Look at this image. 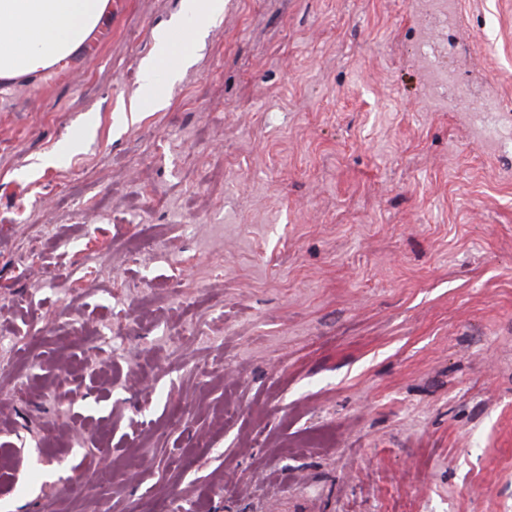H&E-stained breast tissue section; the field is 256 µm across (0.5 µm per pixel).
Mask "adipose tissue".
<instances>
[{
	"mask_svg": "<svg viewBox=\"0 0 512 512\" xmlns=\"http://www.w3.org/2000/svg\"><path fill=\"white\" fill-rule=\"evenodd\" d=\"M223 10L224 0H183L175 31L154 35L153 55L142 67L144 96L153 95V74L171 60L176 41L200 32ZM110 13V0H0V86L39 82L48 69L87 49Z\"/></svg>",
	"mask_w": 512,
	"mask_h": 512,
	"instance_id": "obj_1",
	"label": "adipose tissue"
}]
</instances>
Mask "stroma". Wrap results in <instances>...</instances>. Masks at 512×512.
I'll use <instances>...</instances> for the list:
<instances>
[{
	"instance_id": "35a3bbf8",
	"label": "stroma",
	"mask_w": 512,
	"mask_h": 512,
	"mask_svg": "<svg viewBox=\"0 0 512 512\" xmlns=\"http://www.w3.org/2000/svg\"><path fill=\"white\" fill-rule=\"evenodd\" d=\"M180 10L0 87V512H512V0ZM223 11V0H183L182 15L175 22L176 31L173 33L168 30H159L154 35L153 55L142 67V90L144 96L150 97L154 93L153 74L159 63L161 64L155 75V84L158 87L162 85L166 71V64L162 62L167 61V66H169L173 45L176 41L182 39L189 43L187 31H190L192 34L200 32L212 20L218 18ZM182 18L183 21L181 23L180 19Z\"/></svg>"
}]
</instances>
